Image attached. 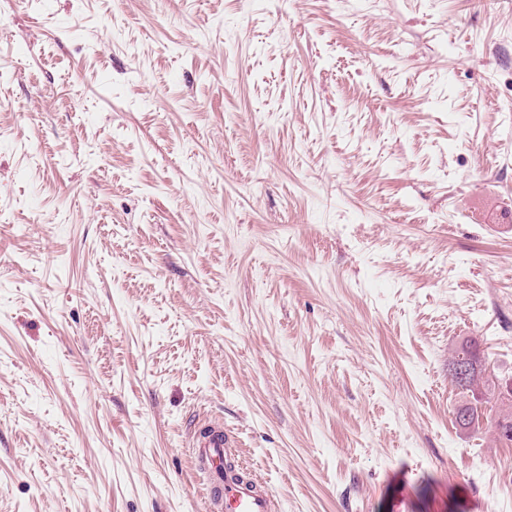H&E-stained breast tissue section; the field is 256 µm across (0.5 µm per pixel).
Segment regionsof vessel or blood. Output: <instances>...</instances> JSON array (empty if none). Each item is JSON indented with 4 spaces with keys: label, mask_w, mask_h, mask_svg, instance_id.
I'll use <instances>...</instances> for the list:
<instances>
[{
    "label": "vessel or blood",
    "mask_w": 512,
    "mask_h": 512,
    "mask_svg": "<svg viewBox=\"0 0 512 512\" xmlns=\"http://www.w3.org/2000/svg\"><path fill=\"white\" fill-rule=\"evenodd\" d=\"M234 445L220 428L191 440L197 467L207 477V512H277L279 503L272 490L244 478L239 467L229 466Z\"/></svg>",
    "instance_id": "1"
}]
</instances>
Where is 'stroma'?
Wrapping results in <instances>:
<instances>
[{"label":"stroma","instance_id":"stroma-1","mask_svg":"<svg viewBox=\"0 0 512 512\" xmlns=\"http://www.w3.org/2000/svg\"><path fill=\"white\" fill-rule=\"evenodd\" d=\"M512 0H0V512H512ZM477 363H475L471 358H457L451 367V374L455 376L459 381L465 382L470 376L473 374L474 370L477 368ZM456 385L460 387L462 390H466L472 393L473 399L476 404H467L463 406L464 408L458 409L456 413V422L459 427L465 428L469 425L470 416L471 422L474 424L472 429H479L480 418L482 417L481 407L477 404L479 403V399L475 397V387H479L482 378L481 377H471L467 382L461 383L454 380ZM489 386L488 382H482V386ZM470 414V416H469ZM235 441L224 433V428L211 429L194 435L193 448L197 467L207 476L208 512H275L279 503L266 485L244 478L238 463L227 466L234 456Z\"/></svg>","mask_w":512,"mask_h":512}]
</instances>
